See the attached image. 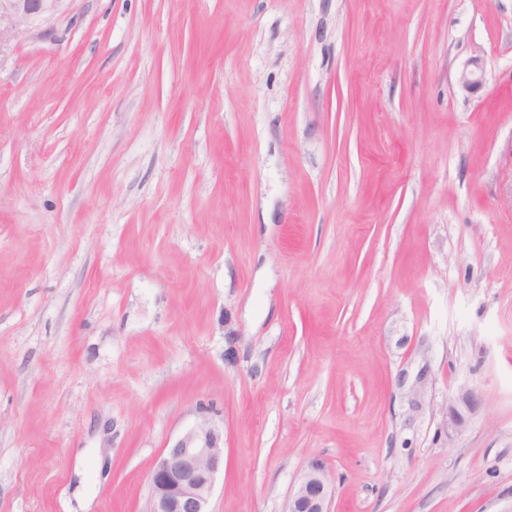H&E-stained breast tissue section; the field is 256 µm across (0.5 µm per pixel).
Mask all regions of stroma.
Segmentation results:
<instances>
[{"instance_id":"35a3bbf8","label":"stroma","mask_w":512,"mask_h":512,"mask_svg":"<svg viewBox=\"0 0 512 512\" xmlns=\"http://www.w3.org/2000/svg\"><path fill=\"white\" fill-rule=\"evenodd\" d=\"M203 423L211 512H286L315 460L332 512H512V0L0 35V512H149ZM484 62L482 59H473L466 68L459 72L458 84L465 90H475L482 84ZM478 407V397L475 391L461 388L458 394L450 400L449 411L455 426L461 427L465 422V414L473 412Z\"/></svg>"}]
</instances>
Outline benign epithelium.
Returning a JSON list of instances; mask_svg holds the SVG:
<instances>
[{
  "label": "benign epithelium",
  "mask_w": 512,
  "mask_h": 512,
  "mask_svg": "<svg viewBox=\"0 0 512 512\" xmlns=\"http://www.w3.org/2000/svg\"><path fill=\"white\" fill-rule=\"evenodd\" d=\"M62 0H0V25L11 30H26L41 17L53 13ZM484 62L473 59L459 72L458 84L475 90L482 84ZM478 407V397L471 389H461L450 400L452 422L460 427L465 414ZM224 470L223 437L220 430L203 425L186 433L164 449L149 478V512H209L208 503L218 473ZM333 480L319 462H312L304 472L288 501L287 512H331Z\"/></svg>",
  "instance_id": "1"
}]
</instances>
